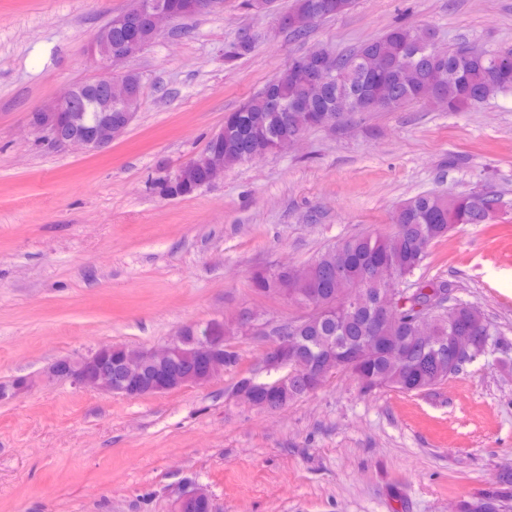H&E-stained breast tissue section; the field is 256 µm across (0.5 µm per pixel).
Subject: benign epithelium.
<instances>
[{
  "instance_id": "7a95c632",
  "label": "benign epithelium",
  "mask_w": 512,
  "mask_h": 512,
  "mask_svg": "<svg viewBox=\"0 0 512 512\" xmlns=\"http://www.w3.org/2000/svg\"><path fill=\"white\" fill-rule=\"evenodd\" d=\"M223 6L222 0H184L177 6L148 3L137 0L135 8L120 13L113 22L107 23L87 46V54L100 71V77L88 83L70 86L62 95L36 110L37 117L29 125L58 147L79 146L91 152L109 148L114 140L130 127L136 113L127 110L112 114L130 97H142V87L128 88L119 82L127 73L124 65L142 50L134 34L148 25L157 36L163 27L180 20L191 11L213 10ZM118 27L129 38L119 45H112V27ZM315 63L300 70L308 85L329 83L336 76L335 54L315 49L308 54ZM96 112L94 125L84 122L82 113ZM211 149L205 156L209 175L199 183V188L209 187L224 177V130L216 131L210 138ZM395 295L401 296L373 316L375 322H388L401 316L407 291L394 287ZM228 328L224 320L213 319L202 326L193 327L192 350L187 366L180 365L184 356L183 336L132 353L116 345H103L86 356L55 362L50 375L63 378L72 384L102 392L121 394L127 398H140L162 394L186 385H201L224 372V336ZM452 353L448 367L457 360H467L471 355L473 338L451 337ZM296 338L278 341L266 352L262 364L266 373L289 370L287 375L259 381L254 377L240 380L236 396L267 412L283 409L289 402L288 378L297 374L300 367ZM344 365L343 359L329 354L308 370L307 391L317 390L325 379ZM202 504L213 512L211 497L206 488L195 485L185 490L177 499L175 512H193Z\"/></svg>"
}]
</instances>
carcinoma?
<instances>
[{
	"instance_id": "carcinoma-1",
	"label": "carcinoma",
	"mask_w": 512,
	"mask_h": 512,
	"mask_svg": "<svg viewBox=\"0 0 512 512\" xmlns=\"http://www.w3.org/2000/svg\"><path fill=\"white\" fill-rule=\"evenodd\" d=\"M354 0H293L288 8L287 32L302 37L319 19L348 12ZM377 56L385 61L378 71L365 75L353 68L359 57ZM444 73L442 86L434 100L424 92L421 79L433 69ZM339 84L331 89L308 88L300 72L286 67L273 77L247 103L224 118V167L243 163L251 155L271 154L279 142L318 128L331 111L348 108L347 115L362 111L360 98L378 99L375 112H388L411 104L426 103L448 112H465L501 94L512 93V51L487 53L467 46L448 51L436 59L412 26H393L381 37L360 43L336 56ZM307 98V111L294 109L298 98ZM197 191L191 180L155 190L164 199L189 196ZM500 209V198L493 192L456 195L453 200L436 192L415 196L402 204L394 215V230L387 235L361 234L339 241L317 255L309 264L311 275L303 279L304 269L288 267L276 275L259 274L252 279L255 290L278 294L305 310L297 320L301 342L306 349L304 363L317 355L336 351L348 354L343 370L351 373L363 388L393 387L404 393H421L458 374L464 363L448 370V358L414 361L416 350L448 341L455 331L481 335L488 320L483 311L470 303L454 299L441 304L425 329H416L421 311L431 295L448 293L451 285L443 280H411L425 265L432 244L458 225L486 224L487 215ZM412 289L409 305L401 319L385 326L369 323L372 314L383 308L389 282ZM309 289L328 308L339 313L327 317L306 305L305 297L291 291ZM363 293L350 298L351 289ZM499 488L477 500H464L461 512H478L484 499L504 501L512 498V472L498 475Z\"/></svg>"
}]
</instances>
